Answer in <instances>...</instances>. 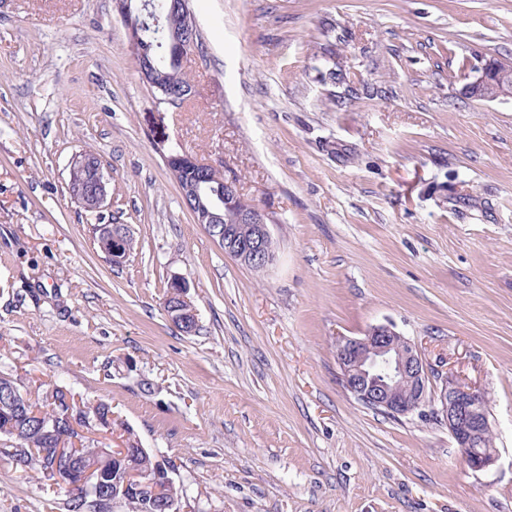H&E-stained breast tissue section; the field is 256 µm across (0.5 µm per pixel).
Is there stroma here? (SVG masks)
Returning a JSON list of instances; mask_svg holds the SVG:
<instances>
[{
  "instance_id": "35a3bbf8",
  "label": "stroma",
  "mask_w": 512,
  "mask_h": 512,
  "mask_svg": "<svg viewBox=\"0 0 512 512\" xmlns=\"http://www.w3.org/2000/svg\"><path fill=\"white\" fill-rule=\"evenodd\" d=\"M189 7L193 94L171 105L113 0H0V375L108 403L89 438L165 456L185 512H512V100L462 93L512 63V0ZM172 150L267 211L264 272L194 223ZM85 151L109 176L99 218L133 229L120 267L69 195ZM175 278L189 335L163 309ZM382 324L487 394L495 465L469 469L432 410L343 388L337 337ZM64 497L0 449V512ZM167 292V299L172 300L166 310L169 319L183 333L194 332L198 323L197 310L188 297L186 282L179 278L173 279Z\"/></svg>"
}]
</instances>
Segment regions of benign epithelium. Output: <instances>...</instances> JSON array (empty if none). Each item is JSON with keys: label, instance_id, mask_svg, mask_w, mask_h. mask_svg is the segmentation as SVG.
Returning <instances> with one entry per match:
<instances>
[{"label": "benign epithelium", "instance_id": "1", "mask_svg": "<svg viewBox=\"0 0 512 512\" xmlns=\"http://www.w3.org/2000/svg\"><path fill=\"white\" fill-rule=\"evenodd\" d=\"M116 10L129 31V49L136 57L143 79L154 83L157 71L154 56L145 48V28L161 24V19L151 13V7L135 0H115ZM189 20L179 25L169 21L168 34L180 59L184 60L194 49L195 42L187 38L185 30ZM479 76L467 83L463 93L473 100L512 99V65L489 60L477 68ZM108 178L103 167H96V174L86 201L87 207L99 211L106 207ZM202 183L188 182L180 187L183 200L194 199L199 204L192 209L194 221L205 227L211 239L224 248V253L245 266L266 268L273 264L276 254L269 248L272 234L266 211L251 206H237L240 196L237 181L224 179V194L218 195L209 205L200 203ZM132 234L126 224L112 227V260L124 263L128 255L120 247L122 240ZM167 298L171 304L166 313L182 332L196 330L197 310L188 297V286L182 279L171 281ZM336 362L343 387L363 404L392 416H405L422 412L431 404L439 420L448 426L467 465L484 470L497 461L496 450L478 453L475 448L491 430L486 412V395L468 386L454 374L434 379L420 348L387 325L370 328L362 337L339 336L335 344ZM4 408L10 412L23 410L20 394L13 383L4 385ZM54 417L43 423L52 435L59 438L55 448L53 482L67 490L73 497L89 496L96 503L97 512H117L127 495L157 497L168 485L174 483L173 468L166 458L156 451L142 447L138 440L127 438L121 448H98V461L89 464L86 456L72 448L67 441L66 429L79 430L96 424L111 427V416L95 414L88 417L66 392L56 400Z\"/></svg>", "mask_w": 512, "mask_h": 512}]
</instances>
